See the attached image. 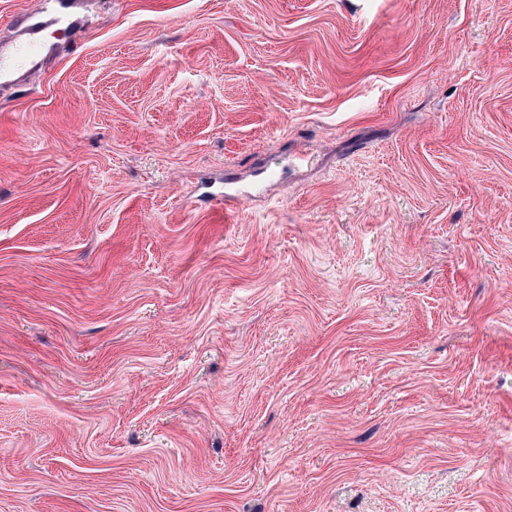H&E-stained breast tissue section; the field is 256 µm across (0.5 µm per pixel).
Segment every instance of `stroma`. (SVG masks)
<instances>
[{
  "label": "stroma",
  "mask_w": 512,
  "mask_h": 512,
  "mask_svg": "<svg viewBox=\"0 0 512 512\" xmlns=\"http://www.w3.org/2000/svg\"><path fill=\"white\" fill-rule=\"evenodd\" d=\"M90 10L0 100V512H512V0Z\"/></svg>",
  "instance_id": "stroma-1"
}]
</instances>
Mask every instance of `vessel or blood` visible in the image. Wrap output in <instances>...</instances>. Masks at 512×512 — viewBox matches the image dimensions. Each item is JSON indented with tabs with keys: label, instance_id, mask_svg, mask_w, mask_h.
<instances>
[{
	"label": "vessel or blood",
	"instance_id": "1",
	"mask_svg": "<svg viewBox=\"0 0 512 512\" xmlns=\"http://www.w3.org/2000/svg\"><path fill=\"white\" fill-rule=\"evenodd\" d=\"M91 23L85 0H41L38 8L18 16L13 35L0 38V91L26 85L30 74L43 69L49 60L72 54L74 35ZM60 24L66 26L69 38L45 42V31Z\"/></svg>",
	"mask_w": 512,
	"mask_h": 512
}]
</instances>
